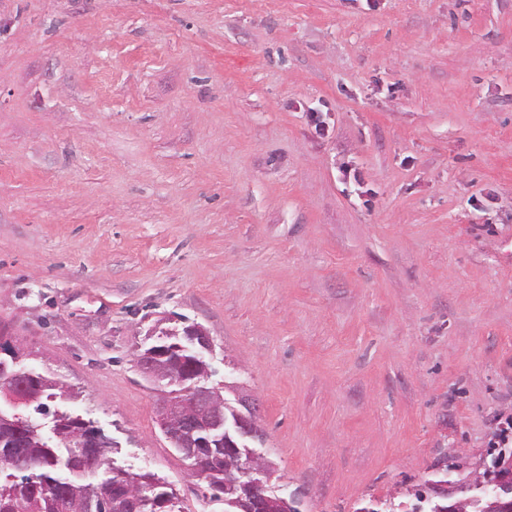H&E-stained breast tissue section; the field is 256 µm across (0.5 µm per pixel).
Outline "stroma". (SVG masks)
Instances as JSON below:
<instances>
[{
    "instance_id": "obj_1",
    "label": "stroma",
    "mask_w": 512,
    "mask_h": 512,
    "mask_svg": "<svg viewBox=\"0 0 512 512\" xmlns=\"http://www.w3.org/2000/svg\"><path fill=\"white\" fill-rule=\"evenodd\" d=\"M174 314L261 400L301 512L483 471L512 414V0H0V327L115 466L224 512L134 360Z\"/></svg>"
}]
</instances>
